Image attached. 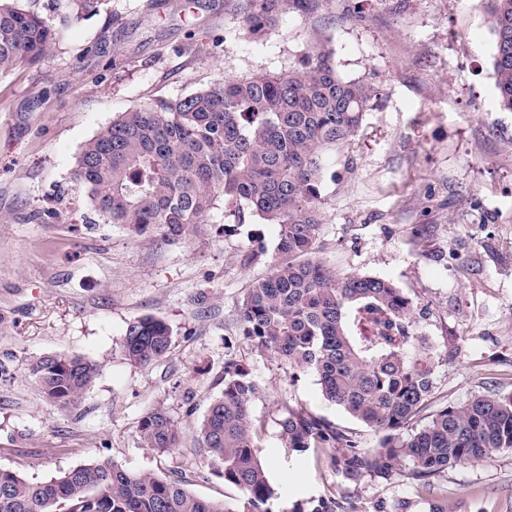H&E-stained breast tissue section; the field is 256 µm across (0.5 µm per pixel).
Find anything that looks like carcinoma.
<instances>
[{
  "label": "carcinoma",
  "mask_w": 512,
  "mask_h": 512,
  "mask_svg": "<svg viewBox=\"0 0 512 512\" xmlns=\"http://www.w3.org/2000/svg\"><path fill=\"white\" fill-rule=\"evenodd\" d=\"M14 2L0 0V75L39 63L55 40L37 11ZM284 2L238 0L245 34L271 25ZM98 3L67 0V15ZM485 3L496 88L512 111V0ZM374 98L369 84L341 77L331 52L316 47L285 73L227 75L174 101L122 113L84 144L73 179L97 219L139 233L161 228L175 240L228 204L237 206L240 224L257 217L277 225L280 261L244 294L243 336L256 351L315 372L327 401L381 434L377 447L363 448L353 433L290 410L279 421L288 448L316 456L343 449L339 474L354 484L388 480L408 458L414 480L429 492L440 473L512 450V393L447 405L409 429L434 395L432 351L412 332H368L364 312L403 329L413 325V301L389 279L340 275L316 258L328 155L357 136ZM171 345L169 325L154 316L132 320L123 341L139 365L164 357ZM99 372L78 353L46 354L29 367L44 399L60 408L75 405ZM255 394L245 373L224 370V389L197 427L212 472L242 494L236 511L194 495L182 478L164 480L100 457L46 482L0 470V512H271L275 489L253 441ZM139 436L143 447L167 452L180 445L181 429L155 408L141 418Z\"/></svg>",
  "instance_id": "cac0c4a2"
}]
</instances>
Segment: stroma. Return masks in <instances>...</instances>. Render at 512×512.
Masks as SVG:
<instances>
[{
  "instance_id": "obj_1",
  "label": "stroma",
  "mask_w": 512,
  "mask_h": 512,
  "mask_svg": "<svg viewBox=\"0 0 512 512\" xmlns=\"http://www.w3.org/2000/svg\"><path fill=\"white\" fill-rule=\"evenodd\" d=\"M55 22L49 55L0 76V469L47 481L100 456L236 507L239 490L208 474L196 429L239 365L257 391L254 443L278 492L273 512L312 497L342 512H512V451L465 464L424 493L401 461L391 480L345 483L328 458L289 454L290 410L378 433L322 395L314 372L256 351L239 306L269 273L278 227L217 209L190 236L86 224L72 173L83 145L132 107L173 100L230 75L288 72L326 46L345 78L376 90L357 137L330 155L318 251L342 274L390 279L423 308L415 328L434 357V407L512 393V112L499 105L483 0H316L284 5L256 38L236 0H100L61 21V0H19ZM153 315L172 330L147 366L123 338ZM80 353L100 374L79 402L49 404L28 375L44 354ZM161 407L180 447H142L139 422Z\"/></svg>"
}]
</instances>
